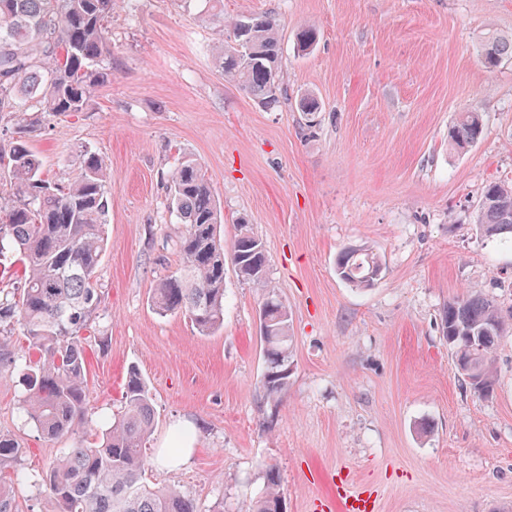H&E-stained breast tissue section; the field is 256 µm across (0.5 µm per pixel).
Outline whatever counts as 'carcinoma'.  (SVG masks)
Wrapping results in <instances>:
<instances>
[{
  "label": "carcinoma",
  "mask_w": 512,
  "mask_h": 512,
  "mask_svg": "<svg viewBox=\"0 0 512 512\" xmlns=\"http://www.w3.org/2000/svg\"><path fill=\"white\" fill-rule=\"evenodd\" d=\"M118 0H0V121L12 125L7 174L10 191L0 196V264L15 253L25 260L18 295H0V324L17 326L28 342L21 368L26 385L23 408L41 435L59 440L74 433L87 408L86 354L82 336L100 304L96 274L105 251L110 177L104 159L84 155L75 180L45 179L30 142L45 117L86 110L94 91L109 77L100 63L110 55L108 19ZM233 40L219 39L215 61L224 75L264 106L277 102L281 60L279 31L266 16L234 24ZM317 41L312 26L297 34V49ZM488 69L512 59V36H493L481 44ZM481 114L464 112L448 131L457 152L483 135ZM169 208L185 231L177 241L183 258L179 272L165 277L151 295L160 315L181 313L196 333L212 335L224 327V265L231 262L243 280L266 287V256L261 241L240 225L231 252L224 253L220 209L197 159L185 156L169 176ZM486 236L512 240V183L494 180L483 191L477 214ZM383 273L380 257L365 247L355 257L343 249L336 274L357 288L372 286L369 273ZM261 315L268 372L263 391L276 400L288 384L281 374L290 365L289 313L271 291ZM443 336L460 374L480 396L497 384L494 353L509 323L498 307L479 294L448 301L440 314ZM124 414L108 422L98 443L69 448L50 462L45 484L55 512H197L192 499L173 487L144 480L143 444L155 417L149 386L129 369ZM22 449L0 434V474L13 470ZM265 492L251 512H279L283 502L279 470L264 472Z\"/></svg>",
  "instance_id": "cac0c4a2"
}]
</instances>
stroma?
Here are the masks:
<instances>
[{
  "instance_id": "1",
  "label": "stroma",
  "mask_w": 512,
  "mask_h": 512,
  "mask_svg": "<svg viewBox=\"0 0 512 512\" xmlns=\"http://www.w3.org/2000/svg\"><path fill=\"white\" fill-rule=\"evenodd\" d=\"M274 17L277 106L226 78L204 0H120L108 22L110 81L85 111L48 116L32 141L47 178L76 177L94 152L111 172L101 295L84 341L88 405L75 434L48 440L21 409L20 371L0 375V433L23 454L18 512H54L42 478L62 449L98 442L124 410L128 368L155 410L145 478L198 512H245L276 467L286 512H337L336 478L375 512H512V331L495 352L499 384L482 398L458 373L440 312L470 291L512 312V250L481 236L487 181L512 180V60L494 71L481 42L512 35V0H224V22ZM316 25L306 55L302 27ZM312 95L321 110L300 112ZM484 115L465 153L448 144L460 113ZM196 158L221 209L225 246L238 220L267 257L268 290L287 305L291 376L268 402L259 336L263 291L224 269V327L195 333L150 305L182 264L185 230L167 179ZM364 245L385 271L369 288L336 274ZM196 444L161 455L177 424Z\"/></svg>"
}]
</instances>
